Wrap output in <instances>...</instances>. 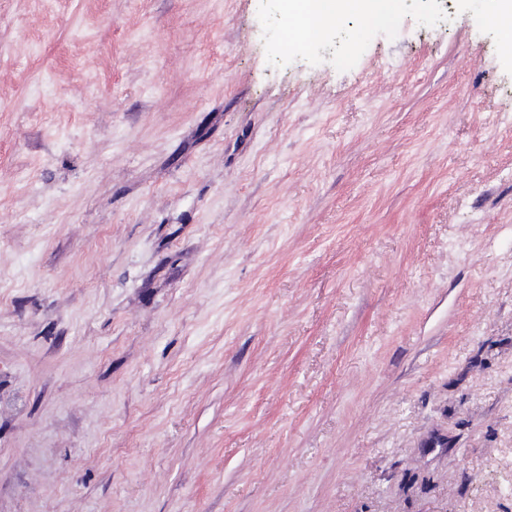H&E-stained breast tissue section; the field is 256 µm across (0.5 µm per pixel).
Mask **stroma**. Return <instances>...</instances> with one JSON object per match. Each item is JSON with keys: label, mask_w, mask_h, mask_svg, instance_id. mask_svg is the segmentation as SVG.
I'll return each mask as SVG.
<instances>
[{"label": "stroma", "mask_w": 512, "mask_h": 512, "mask_svg": "<svg viewBox=\"0 0 512 512\" xmlns=\"http://www.w3.org/2000/svg\"><path fill=\"white\" fill-rule=\"evenodd\" d=\"M497 0H0V512L512 508ZM398 0H292L289 10L302 22V32L314 40L336 22L352 12L363 13L369 24L388 21L395 13Z\"/></svg>", "instance_id": "stroma-1"}]
</instances>
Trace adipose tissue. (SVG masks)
I'll list each match as a JSON object with an SVG mask.
<instances>
[{
  "instance_id": "1",
  "label": "adipose tissue",
  "mask_w": 512,
  "mask_h": 512,
  "mask_svg": "<svg viewBox=\"0 0 512 512\" xmlns=\"http://www.w3.org/2000/svg\"><path fill=\"white\" fill-rule=\"evenodd\" d=\"M398 0H290L289 9L302 22V32L314 40L352 12L363 13L369 24L388 21Z\"/></svg>"
}]
</instances>
